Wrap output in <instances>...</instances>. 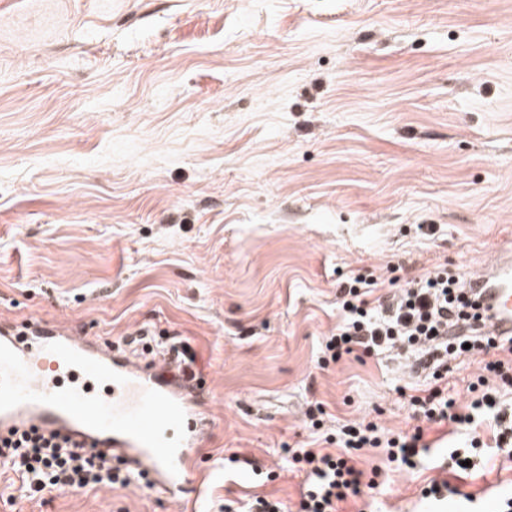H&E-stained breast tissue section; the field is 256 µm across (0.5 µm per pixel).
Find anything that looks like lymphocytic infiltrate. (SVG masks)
<instances>
[{
  "mask_svg": "<svg viewBox=\"0 0 512 512\" xmlns=\"http://www.w3.org/2000/svg\"><path fill=\"white\" fill-rule=\"evenodd\" d=\"M389 284L391 290L384 297L376 294L377 279L363 274L338 284L339 320L325 339L319 364L325 367L354 353L396 350L408 356L412 371L428 380L426 388L409 399L418 424L398 434L371 421L342 426L339 440L345 451L338 455L293 449V467L306 474L297 512H338L339 503L377 487L376 478H365L355 466V451L379 448L388 461L414 467L428 423L462 429L489 417L496 425L497 446L512 447V415L502 409L493 386L497 380L512 385V337L495 341L481 334L480 316L459 269L442 266L404 282L395 276ZM453 316L468 323L467 333L449 336ZM480 352L486 355L484 372L468 386L470 402L458 403L441 386L448 363ZM0 466L17 474L23 490L33 497L96 486L125 489L140 483L121 463L97 462L86 449L33 430L0 437Z\"/></svg>",
  "mask_w": 512,
  "mask_h": 512,
  "instance_id": "lymphocytic-infiltrate-1",
  "label": "lymphocytic infiltrate"
}]
</instances>
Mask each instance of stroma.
<instances>
[{
  "mask_svg": "<svg viewBox=\"0 0 512 512\" xmlns=\"http://www.w3.org/2000/svg\"><path fill=\"white\" fill-rule=\"evenodd\" d=\"M436 227L426 236L424 225ZM512 248V0H0V322L124 348L187 339L211 429L183 507L159 489L23 497L0 512H239L295 504L289 449L368 419L411 429L404 356L320 368L336 281L390 289ZM483 444L463 498H423ZM416 468L339 512H497L489 422L432 424ZM239 462H232V455Z\"/></svg>",
  "mask_w": 512,
  "mask_h": 512,
  "instance_id": "stroma-1",
  "label": "stroma"
}]
</instances>
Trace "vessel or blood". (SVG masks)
I'll return each instance as SVG.
<instances>
[{
	"mask_svg": "<svg viewBox=\"0 0 512 512\" xmlns=\"http://www.w3.org/2000/svg\"><path fill=\"white\" fill-rule=\"evenodd\" d=\"M467 287L487 311L484 331L512 336V250L490 253ZM202 386L171 356L112 354L65 325L0 328V435L37 429L122 459L154 488L182 498L194 481L204 429L175 438Z\"/></svg>",
	"mask_w": 512,
	"mask_h": 512,
	"instance_id": "vessel-or-blood-1",
	"label": "vessel or blood"
}]
</instances>
